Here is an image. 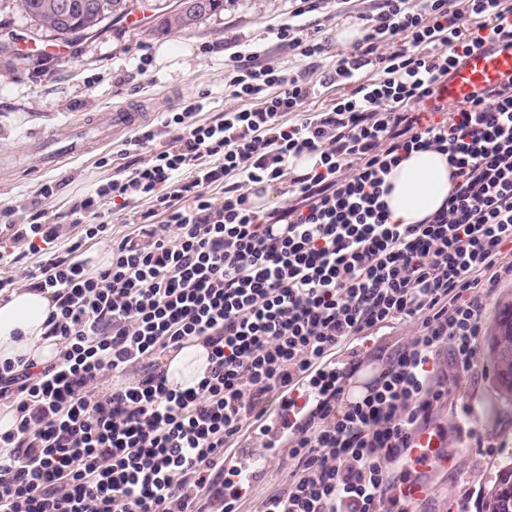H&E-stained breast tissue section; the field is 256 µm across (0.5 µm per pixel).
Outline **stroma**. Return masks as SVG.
Instances as JSON below:
<instances>
[{
	"mask_svg": "<svg viewBox=\"0 0 512 512\" xmlns=\"http://www.w3.org/2000/svg\"><path fill=\"white\" fill-rule=\"evenodd\" d=\"M376 0H350L343 16H336L331 0L303 16L308 28L327 30L333 41L323 66H331L344 47L339 32L359 24ZM292 0H224L221 8L193 28L161 34L143 24L135 30L113 25L98 35L75 43L66 57L41 61L0 54V154L16 156V168H0V213L13 212L23 222L35 211H46L64 224V239L76 241L80 228L71 224L72 204L106 182L114 166L101 159L118 148V141L71 158L59 167L25 173L27 152L34 142L62 125L128 108L146 113V122L160 126L166 112L181 111L195 97L202 100L201 118L212 121L237 101L224 81V61L249 55L254 65L288 63V51L274 30L287 22ZM53 182L59 190L51 199L38 194L41 184ZM512 303V284L494 289L484 300L474 366L462 371L450 352H441L440 365L448 378V396L433 410L429 423L448 435V452L455 467L433 473V490L409 512H482V494L494 481L507 457H512V405L498 398L489 336L496 320ZM417 331L413 322L382 325L365 345L351 343L340 357L350 375L365 364L383 365L389 354ZM475 408L473 417L463 405Z\"/></svg>",
	"mask_w": 512,
	"mask_h": 512,
	"instance_id": "35a3bbf8",
	"label": "stroma"
}]
</instances>
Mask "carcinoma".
I'll list each match as a JSON object with an SVG mask.
<instances>
[{"instance_id":"carcinoma-1","label":"carcinoma","mask_w":512,"mask_h":512,"mask_svg":"<svg viewBox=\"0 0 512 512\" xmlns=\"http://www.w3.org/2000/svg\"><path fill=\"white\" fill-rule=\"evenodd\" d=\"M21 13L33 22L30 34L40 40L52 37L67 43L102 31L107 25L124 18L144 3L136 0H17ZM223 0H200L196 10L189 13L175 7L163 11L161 5L153 6V17L159 20L158 28L166 33L195 25L215 11ZM512 479V461L504 465L494 485L485 492L484 512H494L495 502L503 494V488Z\"/></svg>"}]
</instances>
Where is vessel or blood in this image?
Returning a JSON list of instances; mask_svg holds the SVG:
<instances>
[{
	"label": "vessel or blood",
	"instance_id": "vessel-or-blood-1",
	"mask_svg": "<svg viewBox=\"0 0 512 512\" xmlns=\"http://www.w3.org/2000/svg\"><path fill=\"white\" fill-rule=\"evenodd\" d=\"M512 77V48L500 45L486 46L471 51L465 62L449 80L445 96L448 102H457L482 89L491 82ZM144 117L141 113L118 109L98 115L92 121L78 126H62L34 145L39 166L53 168L71 154L85 153L107 140L112 133L136 129ZM320 394L313 381L300 382L298 388L282 396V408L271 424L264 427V445L247 449L245 458L237 468L241 484H251L266 472L277 459L278 442L289 426L297 423L299 413L309 404L318 402ZM445 437L437 430H418L405 454L408 479L400 482L396 496L407 503L424 500L430 493L427 475L433 470L453 466L455 460L445 452Z\"/></svg>",
	"mask_w": 512,
	"mask_h": 512
}]
</instances>
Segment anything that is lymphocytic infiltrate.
Here are the masks:
<instances>
[{
  "mask_svg": "<svg viewBox=\"0 0 512 512\" xmlns=\"http://www.w3.org/2000/svg\"><path fill=\"white\" fill-rule=\"evenodd\" d=\"M319 3L298 0L276 30L318 82L231 57L240 107L207 122L188 103L163 120L160 151L151 128L125 141L124 164L72 205L76 242L58 250L62 226L41 211L0 227V293L51 291L66 346L45 366L0 365V404L16 415L0 433V512H238L224 454L245 427L339 346L410 320L418 331L368 395L347 400L338 375L323 377L294 469L255 512L397 505L387 466L447 393L441 351L470 371L484 294L512 281V79L443 97L471 51L512 45V0H377L325 70L329 36L299 22ZM323 88L336 98L309 108ZM421 150L447 155L453 187L423 223H391L385 178ZM304 156L311 171L290 175ZM270 185L285 201L257 207ZM144 196L151 207L113 238L104 206ZM91 241L110 244L96 268ZM29 252L42 259L21 268ZM191 341L208 371L170 385L162 359Z\"/></svg>",
  "mask_w": 512,
  "mask_h": 512,
  "instance_id": "f902f5d3",
  "label": "lymphocytic infiltrate"
}]
</instances>
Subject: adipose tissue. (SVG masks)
Here are the masks:
<instances>
[{"label":"adipose tissue","mask_w":512,"mask_h":512,"mask_svg":"<svg viewBox=\"0 0 512 512\" xmlns=\"http://www.w3.org/2000/svg\"><path fill=\"white\" fill-rule=\"evenodd\" d=\"M447 155L435 150L411 153L392 168L391 184L383 200L396 224H418L439 210L452 188ZM54 308L50 294L22 288L0 300V364L25 358L43 366L54 362L64 348L60 337L50 335L47 320ZM201 343L183 348L167 360L170 382L197 384L208 367Z\"/></svg>","instance_id":"ef3b65f1"}]
</instances>
